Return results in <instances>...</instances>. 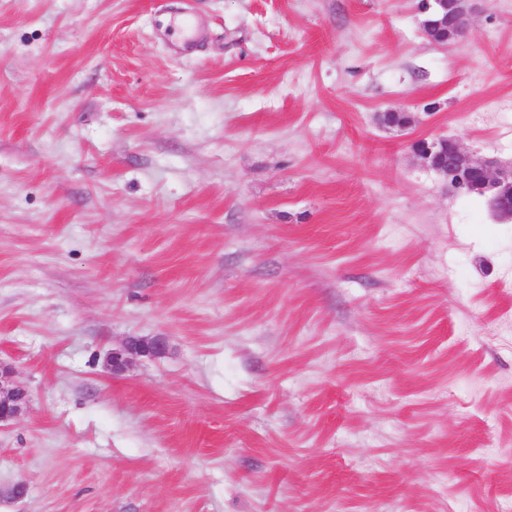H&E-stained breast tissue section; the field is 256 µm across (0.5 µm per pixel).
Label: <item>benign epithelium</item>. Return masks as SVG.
Here are the masks:
<instances>
[{"label": "benign epithelium", "instance_id": "1", "mask_svg": "<svg viewBox=\"0 0 512 512\" xmlns=\"http://www.w3.org/2000/svg\"><path fill=\"white\" fill-rule=\"evenodd\" d=\"M469 0H436L439 18L434 21L430 42L446 47L469 30ZM428 169L454 177L450 186L476 191L498 217L512 221V166L503 167L491 158H475L453 138H441L423 148L415 149ZM166 342L161 337L132 338L121 349L108 354L107 363L114 372H121L133 355L159 357L165 354ZM30 395L14 383L12 368L0 363V423L17 418L28 407Z\"/></svg>", "mask_w": 512, "mask_h": 512}]
</instances>
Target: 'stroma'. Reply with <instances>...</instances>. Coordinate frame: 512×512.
Listing matches in <instances>:
<instances>
[{
	"label": "stroma",
	"instance_id": "stroma-1",
	"mask_svg": "<svg viewBox=\"0 0 512 512\" xmlns=\"http://www.w3.org/2000/svg\"><path fill=\"white\" fill-rule=\"evenodd\" d=\"M419 3L0 0V512H512V222L413 150L512 165V0ZM439 6V18L434 21L431 33L426 35L437 47H447L453 41L464 36L469 30V0H435ZM166 342L161 337L132 338L119 350H112L107 357V363L112 372H121L129 362L130 356L159 357L165 354ZM13 373L0 362V424L17 418L30 403L28 391L12 380Z\"/></svg>",
	"mask_w": 512,
	"mask_h": 512
}]
</instances>
